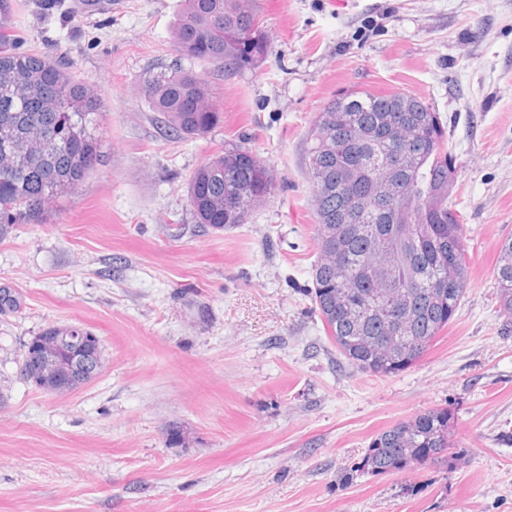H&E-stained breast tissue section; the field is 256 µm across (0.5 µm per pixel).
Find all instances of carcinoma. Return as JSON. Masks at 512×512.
<instances>
[{
  "label": "carcinoma",
  "instance_id": "carcinoma-1",
  "mask_svg": "<svg viewBox=\"0 0 512 512\" xmlns=\"http://www.w3.org/2000/svg\"><path fill=\"white\" fill-rule=\"evenodd\" d=\"M10 4L0 0V239L41 224L60 198L102 162L99 95L65 64L16 53ZM174 37L187 56L226 71L262 58L267 41L249 0H184ZM144 96L178 137L224 122L203 79L174 69L148 74ZM307 170L318 260L308 289L336 352L352 367L388 376L415 364L464 298L461 217L448 201L453 180L439 113L400 93L348 90L318 113ZM275 191L270 166L243 143H227L190 174L195 222L215 231L244 223ZM497 298L512 319V234L500 244ZM54 336L48 325L21 362L36 369ZM450 414L434 408L379 433L353 471L381 475L437 462L448 451Z\"/></svg>",
  "mask_w": 512,
  "mask_h": 512
}]
</instances>
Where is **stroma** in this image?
Here are the masks:
<instances>
[{"instance_id":"1","label":"stroma","mask_w":512,"mask_h":512,"mask_svg":"<svg viewBox=\"0 0 512 512\" xmlns=\"http://www.w3.org/2000/svg\"><path fill=\"white\" fill-rule=\"evenodd\" d=\"M19 51L103 100V160L45 223L0 240V512H512V325L496 266L512 231V0H253L268 50L227 73L181 55L183 0H11ZM201 76L223 123L170 135L148 73ZM405 93L443 123L467 292L403 372L348 365L307 294L318 252L307 134L346 90ZM276 190L247 223H194L186 184L225 142ZM99 336L101 372L57 396L19 374L50 324ZM448 409L455 460L351 476L377 434ZM183 430L172 445L169 427Z\"/></svg>"}]
</instances>
